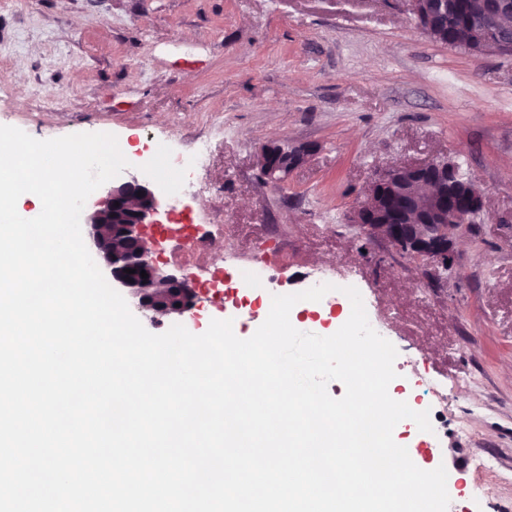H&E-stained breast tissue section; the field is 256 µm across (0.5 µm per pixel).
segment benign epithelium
<instances>
[{
  "mask_svg": "<svg viewBox=\"0 0 512 512\" xmlns=\"http://www.w3.org/2000/svg\"><path fill=\"white\" fill-rule=\"evenodd\" d=\"M415 16L446 14L451 9L449 0H411ZM512 18V0H495L493 7L477 15L478 33H492L497 45L512 49V27L504 23ZM308 151L303 146H265L255 158L261 177L277 185L293 169L303 164ZM402 179H382L388 182V203L392 210L406 217V222L392 224L365 223L367 212L380 208V199L374 191L355 205L349 222L369 240L383 241L415 265L423 268L440 266L445 270L456 263V247L474 233L472 224L484 210L482 195L471 189L477 208H448L438 199L448 193V181L442 177H425L431 169H439L436 161L422 164H401ZM161 202L154 191L135 180L115 184L109 188L99 209L87 219L90 236L100 256L111 268L112 278L128 289L137 300L138 308L160 316L182 315L189 311L195 299V289L188 280L160 269L152 257V244L144 226L156 223ZM135 273L127 274L125 270ZM146 271L147 278L141 277Z\"/></svg>",
  "mask_w": 512,
  "mask_h": 512,
  "instance_id": "benign-epithelium-1",
  "label": "benign epithelium"
}]
</instances>
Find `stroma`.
Here are the masks:
<instances>
[{
    "label": "stroma",
    "mask_w": 512,
    "mask_h": 512,
    "mask_svg": "<svg viewBox=\"0 0 512 512\" xmlns=\"http://www.w3.org/2000/svg\"><path fill=\"white\" fill-rule=\"evenodd\" d=\"M0 125L47 140L110 133L128 143L121 180L156 184L151 145L173 157L210 139L199 192L160 223L224 236L167 250L165 271L198 294L178 317L137 311L151 333L196 335L223 319L202 288L225 252L259 256L292 293L317 269L353 275L406 350L397 393L440 384L422 404L443 439L396 434L419 468L445 466L448 512H512V58L430 38L408 0H13L0 10ZM277 142L309 149L278 185L254 166ZM451 160L484 196L453 270L421 269L348 220L373 173Z\"/></svg>",
    "instance_id": "35a3bbf8"
}]
</instances>
